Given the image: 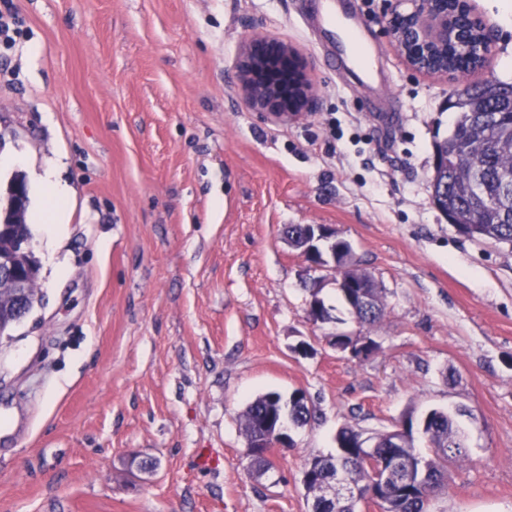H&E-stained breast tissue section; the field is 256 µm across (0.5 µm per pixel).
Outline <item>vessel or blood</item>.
I'll list each match as a JSON object with an SVG mask.
<instances>
[{"label": "vessel or blood", "mask_w": 512, "mask_h": 512, "mask_svg": "<svg viewBox=\"0 0 512 512\" xmlns=\"http://www.w3.org/2000/svg\"><path fill=\"white\" fill-rule=\"evenodd\" d=\"M298 10L320 32L322 48L338 76L373 91L388 87L384 55L347 0H299Z\"/></svg>", "instance_id": "vessel-or-blood-1"}]
</instances>
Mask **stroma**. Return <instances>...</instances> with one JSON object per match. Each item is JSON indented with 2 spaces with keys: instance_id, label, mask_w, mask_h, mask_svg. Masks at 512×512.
Listing matches in <instances>:
<instances>
[{
  "instance_id": "stroma-1",
  "label": "stroma",
  "mask_w": 512,
  "mask_h": 512,
  "mask_svg": "<svg viewBox=\"0 0 512 512\" xmlns=\"http://www.w3.org/2000/svg\"><path fill=\"white\" fill-rule=\"evenodd\" d=\"M490 29L485 66L412 69L390 0H354L384 51L390 109L347 88L296 0H12L0 56V172L52 165L74 189L66 237H31L40 293L0 338V512H307L303 468L344 427L460 411L469 457L429 512H512V246L460 235L430 198L434 141L454 88L512 83V0H469ZM287 42L315 83L285 120L240 97L246 38ZM327 228L383 290L372 325L348 316L332 266L290 247ZM332 321L307 316L312 286ZM369 337L359 357L329 338ZM301 391L312 419L251 469L240 414ZM152 457L143 477L132 456ZM22 21L18 14L10 7L6 8V13L0 9V44L6 50H10L16 45L15 36L20 35V26Z\"/></svg>"
}]
</instances>
